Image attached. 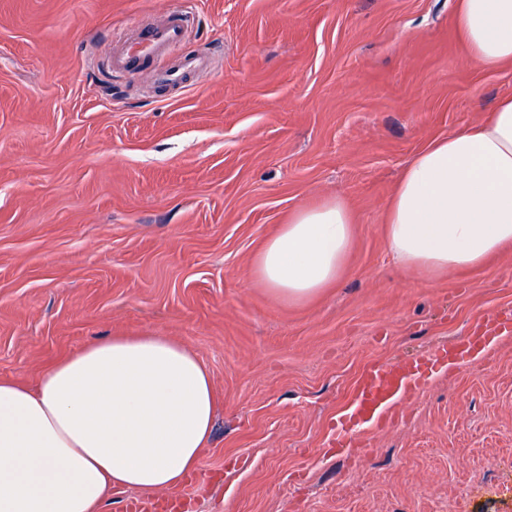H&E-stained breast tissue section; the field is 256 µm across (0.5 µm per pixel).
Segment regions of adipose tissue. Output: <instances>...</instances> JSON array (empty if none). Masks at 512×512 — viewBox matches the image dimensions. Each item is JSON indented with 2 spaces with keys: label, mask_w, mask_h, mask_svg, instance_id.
<instances>
[{
  "label": "adipose tissue",
  "mask_w": 512,
  "mask_h": 512,
  "mask_svg": "<svg viewBox=\"0 0 512 512\" xmlns=\"http://www.w3.org/2000/svg\"><path fill=\"white\" fill-rule=\"evenodd\" d=\"M455 22L480 67L512 64V0H457ZM384 222L391 260L423 279L512 246V96L419 151ZM352 224L337 199L300 208L253 272L286 300L310 299L340 274ZM214 414L208 369L161 336L90 342L33 387L0 378V512H97L117 488L174 489L197 470Z\"/></svg>",
  "instance_id": "adipose-tissue-1"
}]
</instances>
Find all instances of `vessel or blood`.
<instances>
[{
    "mask_svg": "<svg viewBox=\"0 0 512 512\" xmlns=\"http://www.w3.org/2000/svg\"><path fill=\"white\" fill-rule=\"evenodd\" d=\"M187 14L170 12L155 24H147L123 35L112 55V68L130 72L150 60H160L155 70L158 83L184 87L188 77L208 69L211 61L201 55L174 57V50L187 33ZM512 334V313L493 312L477 322L467 335L459 337L442 349L414 356L400 363H372L359 375L352 401L336 426V445L344 447L354 441L357 429L367 425L382 427L391 419L395 400L423 389L440 367L459 365L476 348L496 342Z\"/></svg>",
    "mask_w": 512,
    "mask_h": 512,
    "instance_id": "b4317fda",
    "label": "vessel or blood"
}]
</instances>
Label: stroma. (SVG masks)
I'll use <instances>...</instances> for the list:
<instances>
[{
  "label": "stroma",
  "instance_id": "stroma-1",
  "mask_svg": "<svg viewBox=\"0 0 512 512\" xmlns=\"http://www.w3.org/2000/svg\"><path fill=\"white\" fill-rule=\"evenodd\" d=\"M212 66L163 89L113 73L119 34L183 7ZM512 95L455 27V0H0V378L35 385L112 336H164L217 399L196 512H512V336L436 372L331 447L356 380L512 309V247L422 280L385 208L431 141ZM343 201L336 282L287 302L258 282L297 209Z\"/></svg>",
  "mask_w": 512,
  "mask_h": 512
}]
</instances>
